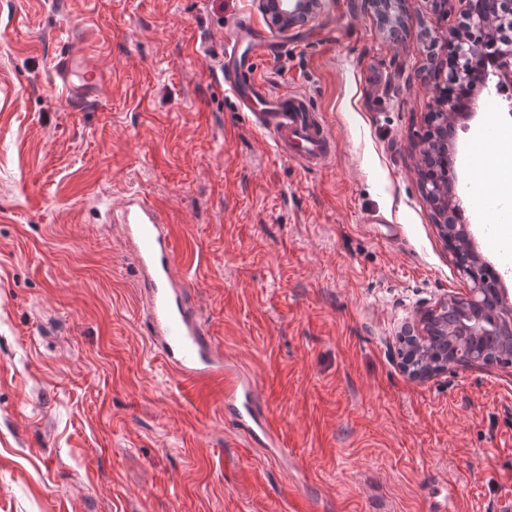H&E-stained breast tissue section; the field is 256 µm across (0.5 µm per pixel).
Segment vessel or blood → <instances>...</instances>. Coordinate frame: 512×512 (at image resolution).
Returning a JSON list of instances; mask_svg holds the SVG:
<instances>
[{
	"label": "vessel or blood",
	"mask_w": 512,
	"mask_h": 512,
	"mask_svg": "<svg viewBox=\"0 0 512 512\" xmlns=\"http://www.w3.org/2000/svg\"><path fill=\"white\" fill-rule=\"evenodd\" d=\"M273 53V44L259 36L251 23L237 21L225 44L224 59L248 73L249 78L242 83L228 77L224 84L231 96L251 112L258 127L272 137L279 153L309 168L322 166L333 152V143L307 96L271 92L256 75L259 61ZM51 69L71 99L90 101L101 97L102 74L83 47L67 48L52 59ZM105 216L124 226L133 247L144 290L150 342L166 365L191 387L221 381L224 406L235 412L239 429L253 442L281 447L276 426L256 406L253 381L226 365L213 349L192 302V285L180 271L179 246L164 209L132 191L124 196L119 209L106 211Z\"/></svg>",
	"instance_id": "vessel-or-blood-1"
}]
</instances>
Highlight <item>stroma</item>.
Wrapping results in <instances>:
<instances>
[{
    "label": "stroma",
    "instance_id": "stroma-1",
    "mask_svg": "<svg viewBox=\"0 0 512 512\" xmlns=\"http://www.w3.org/2000/svg\"><path fill=\"white\" fill-rule=\"evenodd\" d=\"M393 39L365 0L282 33L256 0H0V512H500L512 501V364L410 380L402 324L471 286L419 187L429 34ZM246 18L259 77L309 97L326 165L280 155L216 68ZM91 43L105 97L73 103L50 60ZM448 151L473 245L512 300V207L477 89ZM155 200L218 352L250 373L284 446L250 442L224 394L188 395L151 348L131 251L103 216Z\"/></svg>",
    "mask_w": 512,
    "mask_h": 512
}]
</instances>
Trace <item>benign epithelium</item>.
Listing matches in <instances>:
<instances>
[{
  "label": "benign epithelium",
  "mask_w": 512,
  "mask_h": 512,
  "mask_svg": "<svg viewBox=\"0 0 512 512\" xmlns=\"http://www.w3.org/2000/svg\"><path fill=\"white\" fill-rule=\"evenodd\" d=\"M367 3L389 23L391 37L398 38L401 27L390 22L387 14L391 0ZM321 4L322 0H257L259 10L283 33L306 25ZM498 25H512V0H497V12L492 18L479 13L469 0L458 24L434 36L431 46H441L445 56L430 54L433 124L446 130L449 123L461 116L457 93L450 94L446 88L469 81L479 67L481 52L491 51L500 63V79L512 82V38L500 40L489 36ZM454 207L449 196L444 208L437 211L440 233L445 239L455 237L451 246L454 254L463 250L479 262L481 258L473 247L468 225L448 224V213ZM487 339L506 344L512 352V303L499 291L488 297L476 281L465 296H446L407 324L398 337L396 353L403 373L413 381L424 382L450 369L486 364Z\"/></svg>",
  "instance_id": "obj_1"
}]
</instances>
